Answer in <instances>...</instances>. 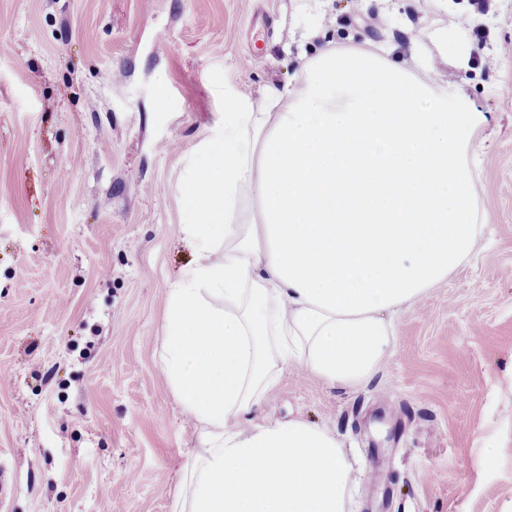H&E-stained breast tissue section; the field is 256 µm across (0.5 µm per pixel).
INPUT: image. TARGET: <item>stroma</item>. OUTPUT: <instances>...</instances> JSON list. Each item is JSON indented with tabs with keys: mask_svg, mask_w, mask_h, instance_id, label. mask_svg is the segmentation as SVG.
<instances>
[{
	"mask_svg": "<svg viewBox=\"0 0 512 512\" xmlns=\"http://www.w3.org/2000/svg\"><path fill=\"white\" fill-rule=\"evenodd\" d=\"M452 74L483 235L394 322L366 386L297 364L241 428L302 419L355 460L351 512H512V0ZM435 0H0V512H170L197 442L159 365L166 291L193 260L179 181L232 90L260 98L326 45L449 25Z\"/></svg>",
	"mask_w": 512,
	"mask_h": 512,
	"instance_id": "35a3bbf8",
	"label": "stroma"
}]
</instances>
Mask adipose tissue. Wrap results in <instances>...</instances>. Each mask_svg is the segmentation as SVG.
Masks as SVG:
<instances>
[{"mask_svg":"<svg viewBox=\"0 0 512 512\" xmlns=\"http://www.w3.org/2000/svg\"><path fill=\"white\" fill-rule=\"evenodd\" d=\"M470 54L461 21L416 39L408 66L328 47L260 99L225 93L182 179L194 259L166 294L161 370L198 432L171 512H347L352 464L331 431L237 423L292 363L368 384L391 313L473 252L485 116L436 67Z\"/></svg>","mask_w":512,"mask_h":512,"instance_id":"1","label":"adipose tissue"}]
</instances>
